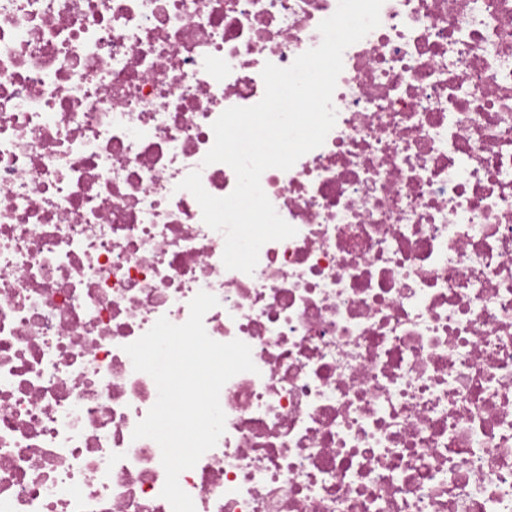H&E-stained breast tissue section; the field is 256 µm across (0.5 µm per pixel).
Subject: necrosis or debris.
<instances>
[{
    "instance_id": "obj_1",
    "label": "necrosis or debris",
    "mask_w": 512,
    "mask_h": 512,
    "mask_svg": "<svg viewBox=\"0 0 512 512\" xmlns=\"http://www.w3.org/2000/svg\"><path fill=\"white\" fill-rule=\"evenodd\" d=\"M338 0H0V512H172L124 347L201 291L255 372L196 512H512V0H384L324 144L261 187L295 236L226 269L213 122Z\"/></svg>"
}]
</instances>
